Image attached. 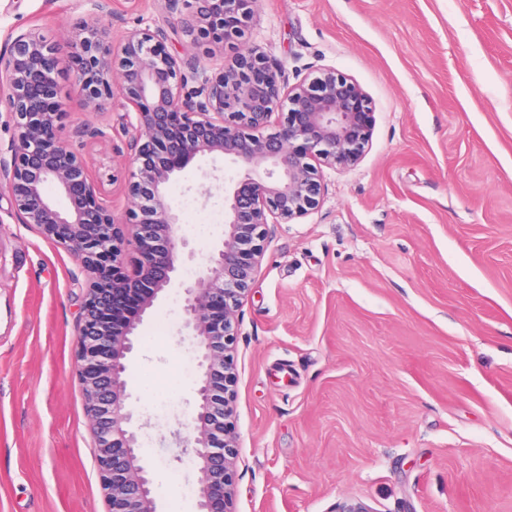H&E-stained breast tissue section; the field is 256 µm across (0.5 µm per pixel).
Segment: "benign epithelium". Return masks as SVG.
Returning <instances> with one entry per match:
<instances>
[{
    "instance_id": "7a95c632",
    "label": "benign epithelium",
    "mask_w": 512,
    "mask_h": 512,
    "mask_svg": "<svg viewBox=\"0 0 512 512\" xmlns=\"http://www.w3.org/2000/svg\"><path fill=\"white\" fill-rule=\"evenodd\" d=\"M92 21L50 40L29 29L0 51V99L14 136L0 146V188L10 215L38 227L70 253L88 277L78 316L76 376L84 400L107 512H156L138 426L129 407L127 357L160 293L175 284L182 224L167 196L175 172L199 154L245 167L224 195V234L194 279L181 282V335L197 352L193 439L199 512H232L237 437L232 417V357L238 315L254 283L270 234L269 219L306 214L319 203L322 166L347 167L369 142L373 109L354 81L333 71L290 88L283 65L248 48L208 70L196 56L172 54L164 27L135 32L112 49V0H89ZM167 17L197 42L224 53V41L256 21L257 0H161ZM77 77L85 105L105 109L118 88L132 108L125 190L130 209L117 219L105 181L93 176L80 148L106 137L99 128L64 136L58 98L60 64ZM279 120L263 133L273 114ZM56 188L65 208L48 195Z\"/></svg>"
}]
</instances>
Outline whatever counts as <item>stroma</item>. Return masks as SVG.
I'll use <instances>...</instances> for the list:
<instances>
[{
	"label": "stroma",
	"mask_w": 512,
	"mask_h": 512,
	"mask_svg": "<svg viewBox=\"0 0 512 512\" xmlns=\"http://www.w3.org/2000/svg\"><path fill=\"white\" fill-rule=\"evenodd\" d=\"M88 0H0L10 33L54 39L87 20ZM165 27L195 52L161 0H112V40ZM296 85L333 70L372 101L369 145L324 168L319 206L273 228L240 310L233 352L238 457L233 512H512V0H260L244 43ZM68 130L103 129L87 150L111 177L129 152L114 95L85 108L58 79ZM220 180L206 178L211 168ZM240 173L199 156L168 202L191 280L223 227ZM0 195V512H107L79 383L75 333L87 279ZM166 324L158 334V324ZM177 289L160 294L130 359V406L158 512H196L190 435L196 353L181 341ZM190 374L169 378L177 366Z\"/></svg>",
	"instance_id": "1"
}]
</instances>
